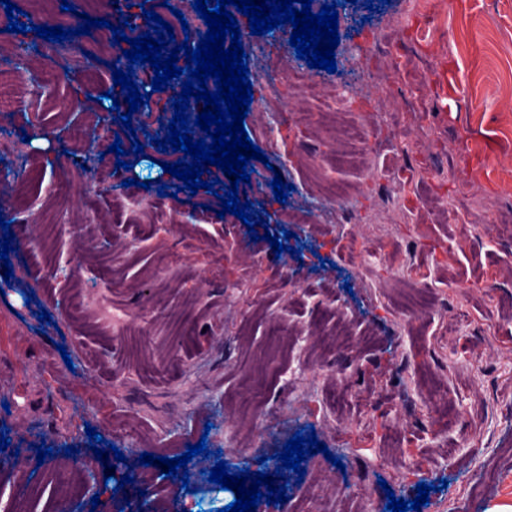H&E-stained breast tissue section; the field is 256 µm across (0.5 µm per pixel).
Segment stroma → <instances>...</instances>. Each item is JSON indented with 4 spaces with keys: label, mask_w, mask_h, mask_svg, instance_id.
I'll return each instance as SVG.
<instances>
[{
    "label": "stroma",
    "mask_w": 512,
    "mask_h": 512,
    "mask_svg": "<svg viewBox=\"0 0 512 512\" xmlns=\"http://www.w3.org/2000/svg\"><path fill=\"white\" fill-rule=\"evenodd\" d=\"M45 26L71 28L78 14L105 19L80 48L29 34L39 52L29 72L11 73L17 95L0 134V171L21 170L25 195L0 198L14 234L13 275L0 279V433L19 455L0 466V512H65L55 492L57 465L74 461L109 480L95 512H120L117 486L133 471L154 480L158 503L172 506L167 466H145L150 453L174 458L205 442L203 473L188 500L195 512H221L237 491L209 482L225 463L275 474L287 483L283 503L255 512H386L389 498L413 501L430 485L421 512H492L512 504V317L497 303L512 293V0H429L426 14L408 0H355L338 12V76L359 106L355 120L379 129L367 162L337 167L318 159L326 132L289 127L273 137L279 113L302 106L324 111L270 87L283 55L294 54L290 31L257 36L264 52L247 58L254 90L244 119L266 162H254L240 201L251 202L263 226L248 231L221 214L228 174L209 166L215 190L190 193L163 163L142 122L173 113L152 74L137 86L144 111L123 128L113 100L112 26L145 24L140 0H12ZM52 64L61 76L41 93L31 75ZM97 97L106 125L89 135L78 157L72 132L77 106ZM52 131L49 151L31 141ZM121 139L126 167L110 147ZM140 141L143 154L131 153ZM292 184L277 202L274 177ZM161 181L170 195L142 190L151 233L113 218L128 192L124 182ZM349 192L344 212L324 188ZM292 232L288 251L274 255L268 235ZM356 238L365 253L338 242ZM298 254H291V247ZM184 258L167 263L166 253ZM456 288H449V279ZM426 287L433 303L411 329L401 296ZM49 320H42L41 312ZM438 379L458 421L433 431L423 393ZM263 389L276 424L252 427L244 402ZM337 388L351 403L336 407L322 394ZM134 420L146 445L111 433L112 420ZM124 455L115 470L97 460L87 428ZM316 437L327 453L307 456L304 475L280 470L294 434ZM51 456L37 461L39 445ZM75 454H66V447Z\"/></svg>",
    "instance_id": "1"
}]
</instances>
